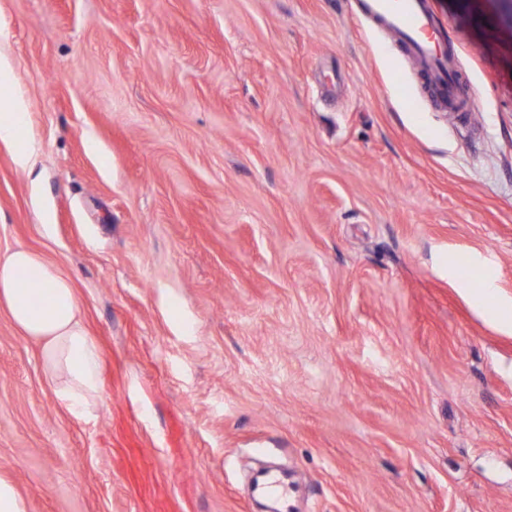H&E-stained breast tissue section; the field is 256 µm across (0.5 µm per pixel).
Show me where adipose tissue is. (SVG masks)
<instances>
[{
  "label": "adipose tissue",
  "mask_w": 512,
  "mask_h": 512,
  "mask_svg": "<svg viewBox=\"0 0 512 512\" xmlns=\"http://www.w3.org/2000/svg\"><path fill=\"white\" fill-rule=\"evenodd\" d=\"M0 306L40 342L61 406L75 418L91 417L103 389L101 349L78 317L70 280L39 254L16 248L0 257Z\"/></svg>",
  "instance_id": "1"
}]
</instances>
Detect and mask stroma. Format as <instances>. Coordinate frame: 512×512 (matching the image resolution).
Instances as JSON below:
<instances>
[{"instance_id":"35a3bbf8","label":"stroma","mask_w":512,"mask_h":512,"mask_svg":"<svg viewBox=\"0 0 512 512\" xmlns=\"http://www.w3.org/2000/svg\"><path fill=\"white\" fill-rule=\"evenodd\" d=\"M433 11L462 115L358 0H0L38 148L0 141V255L104 359L75 419L0 307L28 512H255L264 451L301 512H512V8Z\"/></svg>"}]
</instances>
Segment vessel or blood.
<instances>
[{"label": "vessel or blood", "mask_w": 512, "mask_h": 512, "mask_svg": "<svg viewBox=\"0 0 512 512\" xmlns=\"http://www.w3.org/2000/svg\"><path fill=\"white\" fill-rule=\"evenodd\" d=\"M361 4L367 17L425 71L431 87L429 97L438 108L452 113L471 111L474 92L461 74L460 55L447 43L428 0H361ZM255 487L258 494L277 502L276 512H295L287 474L268 471L257 479Z\"/></svg>", "instance_id": "obj_1"}]
</instances>
